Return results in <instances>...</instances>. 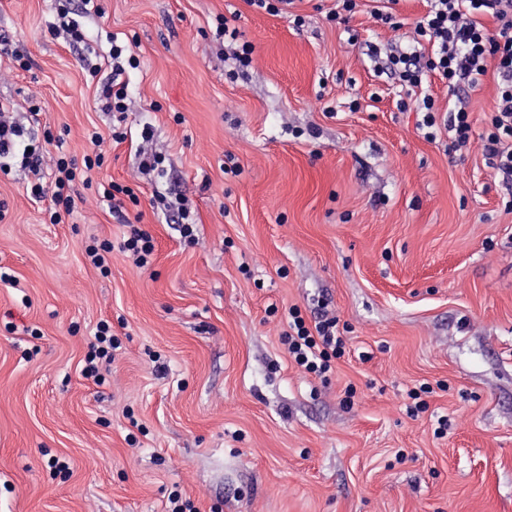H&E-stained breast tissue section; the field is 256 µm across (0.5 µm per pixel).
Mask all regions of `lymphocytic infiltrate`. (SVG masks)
I'll use <instances>...</instances> for the list:
<instances>
[{"label":"lymphocytic infiltrate","mask_w":512,"mask_h":512,"mask_svg":"<svg viewBox=\"0 0 512 512\" xmlns=\"http://www.w3.org/2000/svg\"><path fill=\"white\" fill-rule=\"evenodd\" d=\"M407 49L382 54L376 45H369V55L379 61L380 73L396 80L401 87L418 90L413 102L421 114V127L427 128L428 138H435L438 128H445L452 143L465 146L473 135L468 112V90L476 88L483 77L493 75L497 86L489 128L480 138L485 160L512 180V0H430L429 11L416 21L407 38ZM139 63L130 49L113 44L108 64H88L91 76L97 77L96 100L102 111L122 115L128 112V70ZM447 80L455 101L448 107L444 119H437V107L431 94L422 87L430 76ZM24 135L20 125L0 119V172H8L9 158L20 157L33 178L30 194L35 201L50 200L49 221L62 223L77 207L76 183H89L91 170L104 163L103 152L84 156L82 161L59 154L55 160L54 181L44 186L40 179L43 145L53 144L55 136L46 133L44 143L26 151H18L19 139ZM130 253L138 266H147L155 250L152 235L141 228L131 227L120 245ZM111 242L90 244L86 254L100 271H107V256ZM288 332L285 340L288 352L297 366L306 373L323 377L332 369L333 359L346 352V341L340 336L332 318H315L306 323L298 308L288 310Z\"/></svg>","instance_id":"1"}]
</instances>
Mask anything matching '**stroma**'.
<instances>
[{
  "label": "stroma",
  "instance_id": "35a3bbf8",
  "mask_svg": "<svg viewBox=\"0 0 512 512\" xmlns=\"http://www.w3.org/2000/svg\"><path fill=\"white\" fill-rule=\"evenodd\" d=\"M96 3L91 52L115 36L140 61L126 139L51 31L81 0H0V35L33 61L0 56V102L22 122L38 100L78 160L99 131L94 186L135 190L155 251L141 268L119 249L94 186L52 224L28 171L0 175V267L18 281L0 282V512H165L174 495L199 512H512V212L479 141L494 83L470 92L475 137L455 148L374 74L363 42L396 34L367 12L342 29L333 0H297L301 27L246 0ZM221 17L237 41L216 37ZM142 146L162 181L139 173ZM157 190L187 199L194 240ZM95 239L114 245L109 274ZM291 307L336 317L350 352L327 377L291 359ZM103 319L121 347L97 382L82 367Z\"/></svg>",
  "mask_w": 512,
  "mask_h": 512
}]
</instances>
